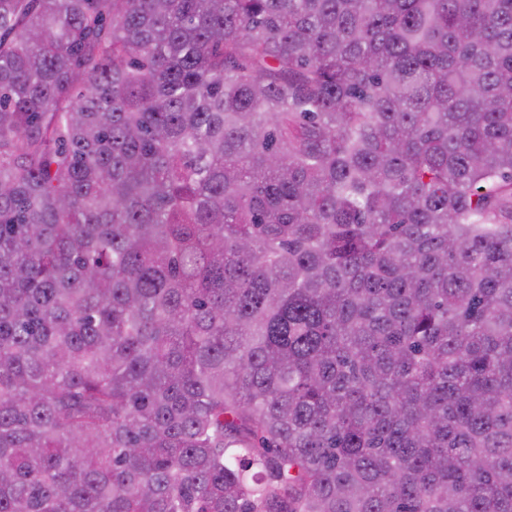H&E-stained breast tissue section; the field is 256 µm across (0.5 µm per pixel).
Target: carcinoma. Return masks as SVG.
<instances>
[{"mask_svg": "<svg viewBox=\"0 0 512 512\" xmlns=\"http://www.w3.org/2000/svg\"><path fill=\"white\" fill-rule=\"evenodd\" d=\"M0 512H512V0H0Z\"/></svg>", "mask_w": 512, "mask_h": 512, "instance_id": "obj_1", "label": "carcinoma"}]
</instances>
